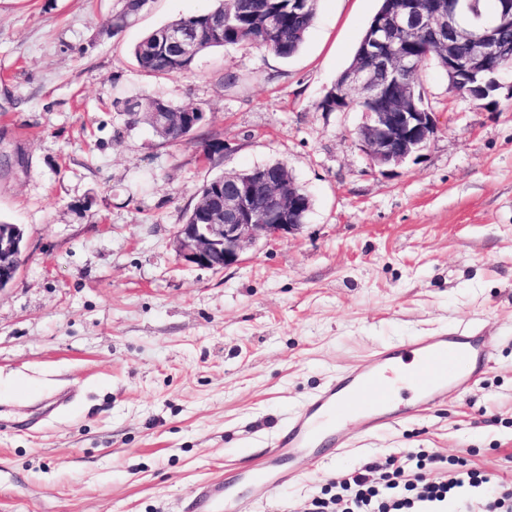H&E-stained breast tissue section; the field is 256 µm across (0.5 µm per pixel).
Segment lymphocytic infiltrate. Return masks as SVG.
I'll list each match as a JSON object with an SVG mask.
<instances>
[{
  "label": "lymphocytic infiltrate",
  "mask_w": 512,
  "mask_h": 512,
  "mask_svg": "<svg viewBox=\"0 0 512 512\" xmlns=\"http://www.w3.org/2000/svg\"><path fill=\"white\" fill-rule=\"evenodd\" d=\"M405 467V461L390 457L338 476L335 494L312 499L308 512H435L448 504L463 506L464 490L480 487L488 494L486 512H512L511 490H498L487 476L466 467L445 480L421 478L413 496H405Z\"/></svg>",
  "instance_id": "1"
}]
</instances>
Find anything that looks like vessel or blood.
Wrapping results in <instances>:
<instances>
[{
	"label": "vessel or blood",
	"mask_w": 512,
	"mask_h": 512,
	"mask_svg": "<svg viewBox=\"0 0 512 512\" xmlns=\"http://www.w3.org/2000/svg\"><path fill=\"white\" fill-rule=\"evenodd\" d=\"M489 356V341L475 331L420 336L380 352L367 368L337 376L310 398L298 415L288 419L255 467L235 481L219 477L201 487L192 512H237L242 487L271 489L289 480L287 459L337 452L343 445L338 429L346 419L364 415L368 428H376L379 421L371 411L392 397L391 368L398 361L408 362L406 381L416 389L419 407L426 408L444 399L449 386L464 389L474 384Z\"/></svg>",
	"instance_id": "1"
}]
</instances>
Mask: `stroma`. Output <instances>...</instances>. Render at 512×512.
Returning a JSON list of instances; mask_svg holds the SVG:
<instances>
[{
	"label": "stroma",
	"mask_w": 512,
	"mask_h": 512,
	"mask_svg": "<svg viewBox=\"0 0 512 512\" xmlns=\"http://www.w3.org/2000/svg\"><path fill=\"white\" fill-rule=\"evenodd\" d=\"M211 5L153 0L112 38L120 0H0V220L25 236L0 291V512H181L336 375L463 325L493 340L477 382L376 432L348 422L342 450L241 512H306L337 475L419 451L512 484V96L478 108L422 63L439 130L383 172L361 113L320 108L379 0H319L288 59L228 46L182 75L139 69L133 44ZM154 95L204 125L171 145L112 108ZM211 138L226 151L201 162ZM276 161L312 199L302 231L223 271L182 265L203 183Z\"/></svg>",
	"instance_id": "obj_1"
}]
</instances>
